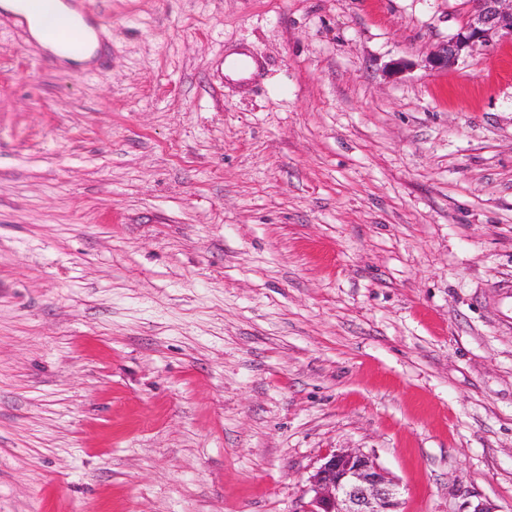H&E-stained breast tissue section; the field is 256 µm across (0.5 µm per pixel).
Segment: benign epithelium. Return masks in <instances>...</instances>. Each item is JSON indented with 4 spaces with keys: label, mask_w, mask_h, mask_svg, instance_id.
I'll return each instance as SVG.
<instances>
[{
    "label": "benign epithelium",
    "mask_w": 512,
    "mask_h": 512,
    "mask_svg": "<svg viewBox=\"0 0 512 512\" xmlns=\"http://www.w3.org/2000/svg\"><path fill=\"white\" fill-rule=\"evenodd\" d=\"M512 38V0H465L460 27L429 60L448 70L461 56L492 37ZM308 500L299 512H402L400 486L360 448L327 453L308 479Z\"/></svg>",
    "instance_id": "obj_1"
}]
</instances>
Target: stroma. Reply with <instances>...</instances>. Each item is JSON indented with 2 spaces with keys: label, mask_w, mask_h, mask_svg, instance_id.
Listing matches in <instances>:
<instances>
[{
  "label": "stroma",
  "mask_w": 512,
  "mask_h": 512,
  "mask_svg": "<svg viewBox=\"0 0 512 512\" xmlns=\"http://www.w3.org/2000/svg\"><path fill=\"white\" fill-rule=\"evenodd\" d=\"M77 8L107 70L0 10V512H299L336 448L405 512H512V40L435 71L463 0Z\"/></svg>",
  "instance_id": "stroma-1"
}]
</instances>
